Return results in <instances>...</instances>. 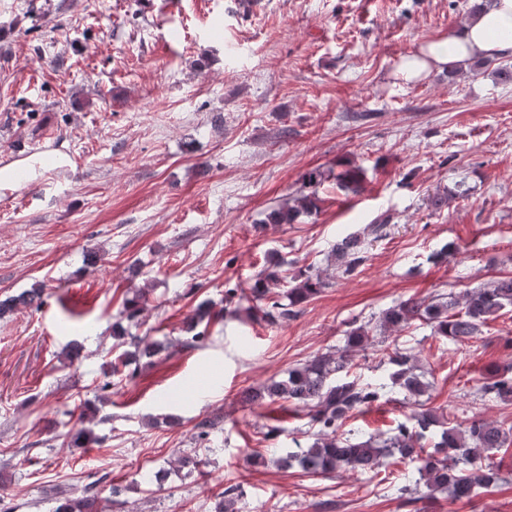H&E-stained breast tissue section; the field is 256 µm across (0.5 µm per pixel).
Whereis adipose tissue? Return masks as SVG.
<instances>
[{
	"label": "adipose tissue",
	"mask_w": 512,
	"mask_h": 512,
	"mask_svg": "<svg viewBox=\"0 0 512 512\" xmlns=\"http://www.w3.org/2000/svg\"><path fill=\"white\" fill-rule=\"evenodd\" d=\"M512 55V0L493 5L471 17L462 30L421 47L418 54L402 60V74L413 80L432 69H454L473 58Z\"/></svg>",
	"instance_id": "1"
}]
</instances>
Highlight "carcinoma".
I'll use <instances>...</instances> for the list:
<instances>
[{
	"label": "carcinoma",
	"mask_w": 512,
	"mask_h": 512,
	"mask_svg": "<svg viewBox=\"0 0 512 512\" xmlns=\"http://www.w3.org/2000/svg\"><path fill=\"white\" fill-rule=\"evenodd\" d=\"M362 175L361 168L349 166L336 175V186L346 193L357 194L362 188ZM324 180L325 173L318 169L306 172L300 188L270 212L267 223L292 224L301 214L317 211L318 191ZM365 261L364 239L359 234L337 241L330 254V266L344 276L353 275ZM329 277L326 270L290 269L281 255L268 254L254 275L250 288L254 305L246 311L259 313L268 322L294 317L302 303L326 286ZM148 301L144 287L125 298L120 321L112 325V335L119 340L118 346L128 344L130 349L112 358V380L104 383L101 390L132 379L136 373L132 364L142 359L150 361L174 347L172 341L162 344L149 336H132L130 342H123L129 328L143 325ZM17 304L40 307L42 288L35 287L17 297L0 300V316ZM508 307L512 308V277L480 283L457 296L439 294L429 300L401 301L385 310L377 323L369 321L352 328L347 333L344 349L315 355L305 364L288 370L287 377L244 392L243 401L271 406L284 400L306 411L313 442L305 450L281 459L286 470L296 467L308 474H331L342 468L375 472L391 460H418L421 479L429 490L446 492L454 501H469L477 489L489 488L499 481V471L487 460L512 447V429L506 430L477 417L465 424H454L443 409L426 406L421 397L429 393L433 384L425 379L420 358L411 349L396 347L386 354L391 365L389 385L414 399L415 409L406 421L386 432L355 438L341 431L344 421L379 402L386 384L363 383L349 373L356 352L376 347L379 340L408 328L414 321L429 326L435 336L462 344L480 334L481 327ZM223 317L224 310H216L208 303L199 304L186 327L190 336L180 345L192 347L202 342L206 331L196 330L197 325L205 319L211 322ZM476 391L503 404H512V366L492 369L480 380ZM95 488L93 484L88 487L87 496L61 503L56 512H99L95 509L98 501Z\"/></svg>",
	"instance_id": "cac0c4a2"
}]
</instances>
